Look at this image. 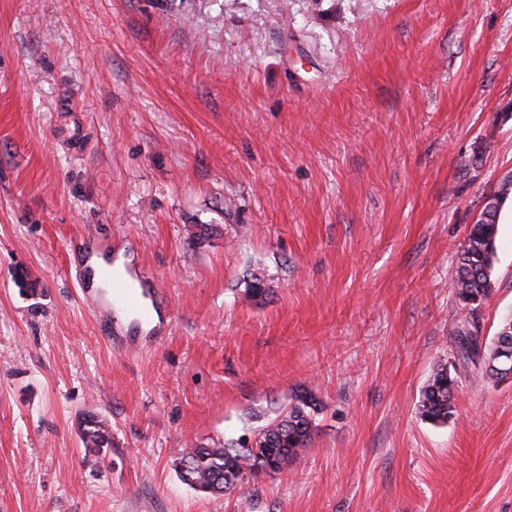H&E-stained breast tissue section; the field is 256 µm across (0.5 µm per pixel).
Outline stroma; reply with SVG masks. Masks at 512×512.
Listing matches in <instances>:
<instances>
[{"instance_id":"1","label":"stroma","mask_w":512,"mask_h":512,"mask_svg":"<svg viewBox=\"0 0 512 512\" xmlns=\"http://www.w3.org/2000/svg\"><path fill=\"white\" fill-rule=\"evenodd\" d=\"M507 177L512 0H0V512H512V380L457 349L512 315L511 208L473 321L451 292ZM82 240L152 272L163 341H104ZM305 389L282 473L180 481ZM457 382L454 376H448L447 365H438L433 370L418 404V413L423 420L434 425L448 423V416L451 417L454 412ZM80 434L83 447L88 452L93 451L96 454L103 452L104 448H111L112 435L110 429L102 420L90 419Z\"/></svg>"}]
</instances>
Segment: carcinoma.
<instances>
[{
	"instance_id": "1",
	"label": "carcinoma",
	"mask_w": 512,
	"mask_h": 512,
	"mask_svg": "<svg viewBox=\"0 0 512 512\" xmlns=\"http://www.w3.org/2000/svg\"><path fill=\"white\" fill-rule=\"evenodd\" d=\"M505 201L493 194L485 201L480 219L472 225L464 243L457 250L456 277L452 294L468 315L481 306L492 293L484 268V250L489 237L498 238L501 209ZM457 379L448 374V366H437L424 387L418 413L423 420L441 425L454 412ZM319 402L310 389L292 398L288 408L268 419L253 433L251 442L229 440L222 448L198 446L186 452L175 465L180 480L202 492L226 495L245 486L246 477H255L261 469L278 473L299 451L311 446L315 414ZM83 447L100 454L112 447L110 429L101 420L92 419L80 434Z\"/></svg>"
}]
</instances>
